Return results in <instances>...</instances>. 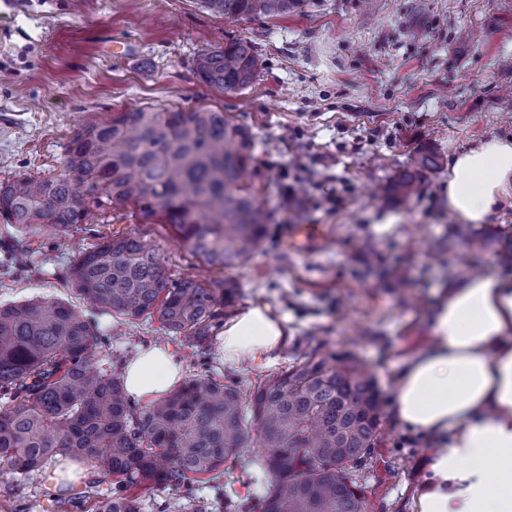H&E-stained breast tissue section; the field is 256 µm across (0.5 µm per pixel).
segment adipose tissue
<instances>
[{"instance_id": "1", "label": "adipose tissue", "mask_w": 512, "mask_h": 512, "mask_svg": "<svg viewBox=\"0 0 512 512\" xmlns=\"http://www.w3.org/2000/svg\"><path fill=\"white\" fill-rule=\"evenodd\" d=\"M512 200V139L491 137L456 152L448 209L480 224ZM431 340L405 358L393 409L400 423L437 447L411 512H512V274H478L450 283L431 317ZM284 318L253 305L229 319L224 362L275 364ZM183 365L169 348L140 349L122 368L126 393L153 401L180 382Z\"/></svg>"}]
</instances>
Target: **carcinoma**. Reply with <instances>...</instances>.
I'll return each instance as SVG.
<instances>
[{"label":"carcinoma","mask_w":512,"mask_h":512,"mask_svg":"<svg viewBox=\"0 0 512 512\" xmlns=\"http://www.w3.org/2000/svg\"><path fill=\"white\" fill-rule=\"evenodd\" d=\"M299 2L203 0L233 20L282 16ZM261 65L252 43L235 39L199 52L191 70L236 94ZM254 148L248 127L213 109L118 112L76 133L63 172L1 182L0 215L62 235L88 221L92 203L131 204L143 221L171 225L207 265L235 269L267 225L245 181ZM416 184L405 175L389 194L411 196ZM67 280L95 308L130 323L156 316L202 351L237 291L224 279L171 277L134 235L81 253ZM101 347L95 326L62 301L0 305V467L24 482L57 454L93 463L112 478L93 512H144L142 491L161 486L213 488L223 512H363L360 472L379 443L384 401L356 356L307 346L246 396L201 374L139 409L102 368ZM254 440L268 478L255 505L217 483Z\"/></svg>","instance_id":"cac0c4a2"}]
</instances>
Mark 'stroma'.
<instances>
[{"instance_id":"1","label":"stroma","mask_w":512,"mask_h":512,"mask_svg":"<svg viewBox=\"0 0 512 512\" xmlns=\"http://www.w3.org/2000/svg\"><path fill=\"white\" fill-rule=\"evenodd\" d=\"M239 38L262 60L253 83L235 95L198 83L193 56ZM145 106L221 109L250 127L249 181L270 219L250 258L223 272L130 205L91 208L63 237L25 234L0 217V250L32 261L23 275L0 267V304L69 303L105 336L104 365L158 344L187 375L207 369L245 392L267 375L248 361L225 366L217 344L197 356L158 319L127 322L67 288L79 252L114 236L151 243L177 276L233 280L239 295L225 317L251 305L285 317L280 366L312 337L362 358L388 402L402 360L430 342L449 276L507 269L512 204L465 224L448 210L447 185L454 151L492 133L512 138V0H300L281 17L236 21L202 0H0V182L59 174L79 129ZM421 154L439 168L419 174L411 199L383 202L381 188ZM292 224L319 225V240L291 244ZM426 442L385 407L363 472L365 512H410ZM258 452L250 445L223 476L248 498L265 493L253 475ZM0 512H55L46 475L19 487L0 469Z\"/></svg>"}]
</instances>
